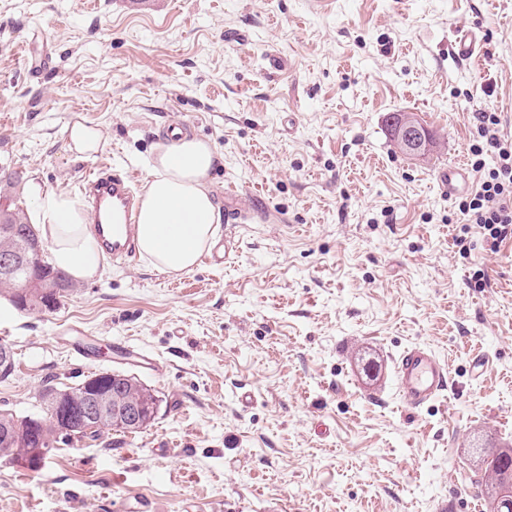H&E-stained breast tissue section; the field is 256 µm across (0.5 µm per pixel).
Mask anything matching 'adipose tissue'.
<instances>
[{
	"mask_svg": "<svg viewBox=\"0 0 512 512\" xmlns=\"http://www.w3.org/2000/svg\"><path fill=\"white\" fill-rule=\"evenodd\" d=\"M219 158L210 141L187 133L160 145L149 169L138 212V247L154 269L189 272L217 233L208 176ZM30 220L50 245L52 265L74 279H89L101 255L83 206L62 189L33 185Z\"/></svg>",
	"mask_w": 512,
	"mask_h": 512,
	"instance_id": "1",
	"label": "adipose tissue"
}]
</instances>
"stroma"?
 Here are the masks:
<instances>
[{
	"instance_id": "stroma-1",
	"label": "stroma",
	"mask_w": 512,
	"mask_h": 512,
	"mask_svg": "<svg viewBox=\"0 0 512 512\" xmlns=\"http://www.w3.org/2000/svg\"><path fill=\"white\" fill-rule=\"evenodd\" d=\"M475 26L484 52L458 63ZM485 106L512 135V0H0V193L28 211L32 183L74 192L99 163L144 182L163 127L186 124L220 155L217 208L231 186L249 216L224 264L107 260L56 309L0 299V411L113 370L161 399L140 433L0 463V512H483L472 450L512 448V239L486 250L436 174L468 164ZM391 112L433 131L426 159L395 147ZM77 121L102 151L70 150ZM414 344L450 384L413 414L393 362ZM484 43L485 36L482 30H461L456 33L454 53L460 61H470L482 53Z\"/></svg>"
}]
</instances>
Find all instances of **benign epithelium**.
Segmentation results:
<instances>
[{
  "label": "benign epithelium",
  "instance_id": "7a95c632",
  "mask_svg": "<svg viewBox=\"0 0 512 512\" xmlns=\"http://www.w3.org/2000/svg\"><path fill=\"white\" fill-rule=\"evenodd\" d=\"M388 125L393 139L405 154L424 159L432 148L430 132L411 112L395 113L389 117ZM10 199L0 197V238L23 237L20 247L0 251V277L13 279L14 287L25 293L33 288H61L60 281H40L36 279L18 280L17 269L43 262V245L39 238L22 232L16 224L6 222ZM68 390L54 391V404L49 415L58 423L59 429L69 435L76 431H89L105 427H125L135 430L155 416L159 401L151 400L138 392L132 376L122 372H112L104 378L88 380L83 387V403L80 413H62L61 409L70 400ZM512 499V477L506 476L497 492L489 502L488 512H500L499 503L503 499Z\"/></svg>",
  "mask_w": 512,
  "mask_h": 512
}]
</instances>
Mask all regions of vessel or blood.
<instances>
[{"label":"vessel or blood","mask_w":512,"mask_h":512,"mask_svg":"<svg viewBox=\"0 0 512 512\" xmlns=\"http://www.w3.org/2000/svg\"><path fill=\"white\" fill-rule=\"evenodd\" d=\"M482 30L458 31L454 53L459 60L477 58L483 51ZM79 193L91 210L92 234L103 255L113 260L136 257L139 193L128 171L104 166L82 178ZM395 382L405 408L418 412L436 399L449 383L444 361L430 348H406L395 365Z\"/></svg>","instance_id":"vessel-or-blood-1"}]
</instances>
